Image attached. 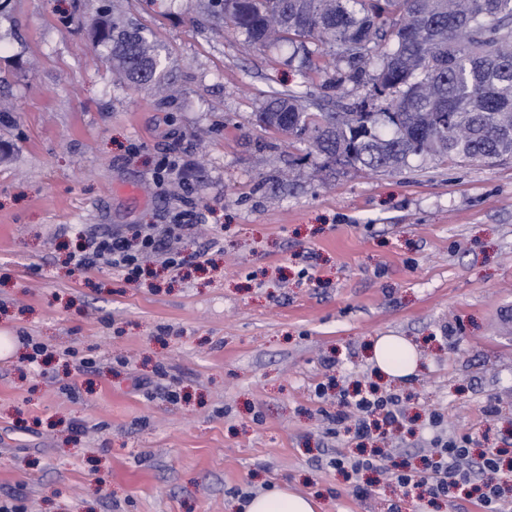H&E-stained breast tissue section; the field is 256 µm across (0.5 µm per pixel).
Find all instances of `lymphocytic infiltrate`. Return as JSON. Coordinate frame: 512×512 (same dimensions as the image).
Masks as SVG:
<instances>
[{
  "label": "lymphocytic infiltrate",
  "mask_w": 512,
  "mask_h": 512,
  "mask_svg": "<svg viewBox=\"0 0 512 512\" xmlns=\"http://www.w3.org/2000/svg\"><path fill=\"white\" fill-rule=\"evenodd\" d=\"M194 230L190 224H148L137 226L131 236L89 237L74 255L78 269L88 271L107 264L128 273L139 272V257L144 252L162 255L164 264L176 266L177 245ZM350 406L354 414V435L370 437L379 424L402 425L405 420L399 399L393 395L379 396L373 391H356ZM432 427L437 430L430 441L431 452L424 456L422 469L397 465L388 449L376 448L370 454L353 457L337 454L332 467L352 473L389 472L402 497L422 500L447 495L458 489L476 506L478 512H512V497L503 487V449L487 448L474 452L472 437L447 436L440 432L441 419L432 415Z\"/></svg>",
  "instance_id": "obj_1"
}]
</instances>
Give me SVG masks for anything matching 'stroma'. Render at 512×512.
<instances>
[{
    "mask_svg": "<svg viewBox=\"0 0 512 512\" xmlns=\"http://www.w3.org/2000/svg\"><path fill=\"white\" fill-rule=\"evenodd\" d=\"M159 40L171 97L106 63L98 9ZM250 47L209 0H9L0 12V504L22 512H241L288 486L317 512H474L464 497H370L330 467L344 389L376 384L410 417L388 431L420 466L443 414L481 446L512 436V160L345 168L259 126L274 93L335 109L368 86ZM185 149L168 189L157 164ZM200 229L180 265L75 270L81 237ZM394 334L421 368L378 384L365 347ZM41 355H34V346ZM148 388L135 387L136 379Z\"/></svg>",
    "mask_w": 512,
    "mask_h": 512,
    "instance_id": "obj_1",
    "label": "stroma"
}]
</instances>
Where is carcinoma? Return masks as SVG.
<instances>
[{"label": "carcinoma", "instance_id": "carcinoma-1", "mask_svg": "<svg viewBox=\"0 0 512 512\" xmlns=\"http://www.w3.org/2000/svg\"><path fill=\"white\" fill-rule=\"evenodd\" d=\"M250 44L286 42L302 67L321 47L376 106L310 112L275 93L259 122L306 140L336 164L398 169L415 157L454 164L512 158V0H212ZM96 45L138 86L166 83L160 45L137 21L104 13Z\"/></svg>", "mask_w": 512, "mask_h": 512}]
</instances>
